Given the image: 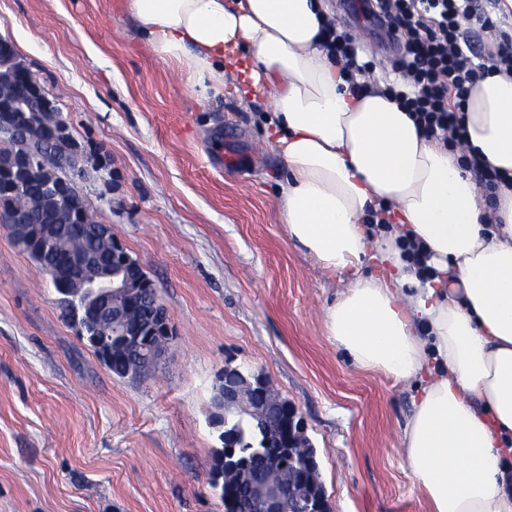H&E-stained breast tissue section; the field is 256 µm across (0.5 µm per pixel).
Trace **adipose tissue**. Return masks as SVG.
Masks as SVG:
<instances>
[{
    "instance_id": "obj_1",
    "label": "adipose tissue",
    "mask_w": 512,
    "mask_h": 512,
    "mask_svg": "<svg viewBox=\"0 0 512 512\" xmlns=\"http://www.w3.org/2000/svg\"><path fill=\"white\" fill-rule=\"evenodd\" d=\"M146 48L200 94L239 71L268 96L285 162L289 236L347 286L325 311L356 368L422 379L402 445L430 512H512V186L496 207L463 168L512 178V73L489 71L464 110L465 152L426 138L383 88L352 91L322 44L327 0H124ZM383 225L368 234L362 216ZM422 243L420 275L400 240ZM370 257L374 272L360 271Z\"/></svg>"
}]
</instances>
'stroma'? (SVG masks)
<instances>
[{
	"instance_id": "1",
	"label": "stroma",
	"mask_w": 512,
	"mask_h": 512,
	"mask_svg": "<svg viewBox=\"0 0 512 512\" xmlns=\"http://www.w3.org/2000/svg\"><path fill=\"white\" fill-rule=\"evenodd\" d=\"M329 6L395 81L400 50L363 0ZM0 37L86 149L84 202L173 332L145 374L116 377L0 223V512H224L208 415L228 361L298 407L331 512H429L401 447L417 384L357 369L329 339L343 283L288 235L269 99L198 96L117 0H0Z\"/></svg>"
}]
</instances>
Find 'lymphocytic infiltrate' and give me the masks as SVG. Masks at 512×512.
I'll list each match as a JSON object with an SVG mask.
<instances>
[{
  "label": "lymphocytic infiltrate",
  "instance_id": "f902f5d3",
  "mask_svg": "<svg viewBox=\"0 0 512 512\" xmlns=\"http://www.w3.org/2000/svg\"><path fill=\"white\" fill-rule=\"evenodd\" d=\"M387 21V35L400 42L401 80L390 91L402 98L424 133L456 147L463 140V110L482 67L460 31V18L470 17L474 0H376ZM326 47L345 63L348 73L372 77L371 61L361 60L363 47L341 31L326 27Z\"/></svg>",
  "mask_w": 512,
  "mask_h": 512
}]
</instances>
